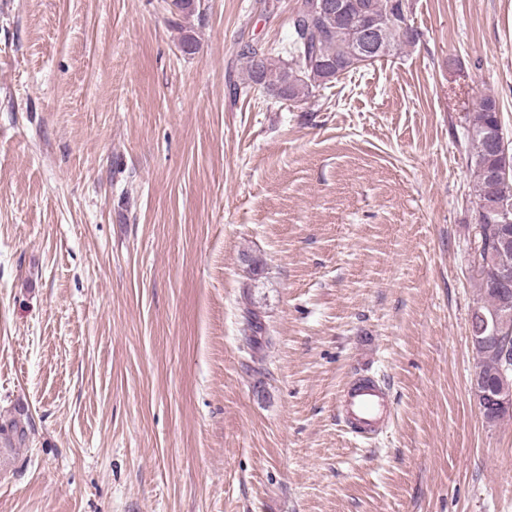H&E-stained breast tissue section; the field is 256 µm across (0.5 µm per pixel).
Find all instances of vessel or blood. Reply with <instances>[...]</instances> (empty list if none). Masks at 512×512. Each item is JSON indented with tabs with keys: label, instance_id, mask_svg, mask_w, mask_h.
Here are the masks:
<instances>
[{
	"label": "vessel or blood",
	"instance_id": "obj_1",
	"mask_svg": "<svg viewBox=\"0 0 512 512\" xmlns=\"http://www.w3.org/2000/svg\"><path fill=\"white\" fill-rule=\"evenodd\" d=\"M338 409L344 425L354 436L370 439L393 419L394 405L388 389L365 377H352L341 389Z\"/></svg>",
	"mask_w": 512,
	"mask_h": 512
}]
</instances>
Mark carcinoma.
Masks as SVG:
<instances>
[{
	"mask_svg": "<svg viewBox=\"0 0 512 512\" xmlns=\"http://www.w3.org/2000/svg\"><path fill=\"white\" fill-rule=\"evenodd\" d=\"M341 14L321 16L317 12L300 10L292 20L288 43L275 53L258 44H247L241 56L245 60L247 82L245 91L261 89L275 97L292 102L308 100L314 90L328 85L339 76L359 69L376 60L374 54H364L359 48L358 32L348 24L356 19L375 29L381 37L384 55L391 56L416 42L417 32L408 23L403 0H343ZM501 126L500 106L492 93H483L471 104L468 119V166L473 174L471 195L475 200V222L479 229L476 247L470 261L494 265L503 251L512 253V223H497V209L512 205V174L498 176L495 171L508 158L499 156L489 134ZM480 307L472 313V324L479 314L495 319L496 333L512 336V306L503 313L504 302L512 303V290L500 291L492 280L479 281ZM480 368L485 386H498L500 367L512 360V346L503 349L496 339L479 348Z\"/></svg>",
	"mask_w": 512,
	"mask_h": 512,
	"instance_id": "obj_1",
	"label": "carcinoma"
}]
</instances>
